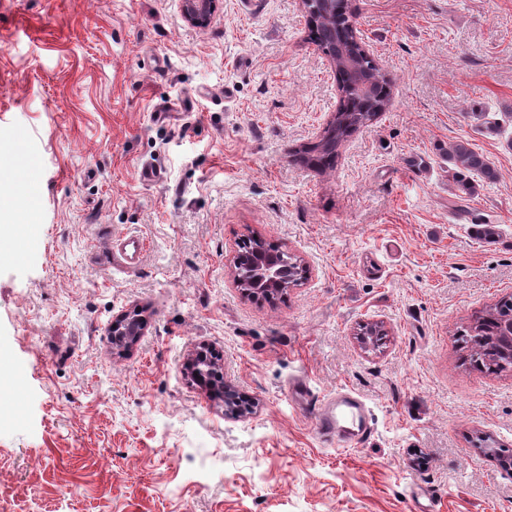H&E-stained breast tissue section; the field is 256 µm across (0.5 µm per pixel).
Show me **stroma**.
<instances>
[{"mask_svg": "<svg viewBox=\"0 0 512 512\" xmlns=\"http://www.w3.org/2000/svg\"><path fill=\"white\" fill-rule=\"evenodd\" d=\"M351 7L392 99L318 170L338 91L300 0L201 28L180 0H0V512H512L484 444L512 450V370L458 342L512 294V0ZM458 140L498 172L467 200ZM255 237L302 282L236 288ZM202 343L253 414L187 377ZM301 386L358 397L372 437L322 435ZM146 327L147 321L139 315L114 323L110 329L114 353L121 354L135 345L145 334Z\"/></svg>", "mask_w": 512, "mask_h": 512, "instance_id": "stroma-1", "label": "stroma"}]
</instances>
